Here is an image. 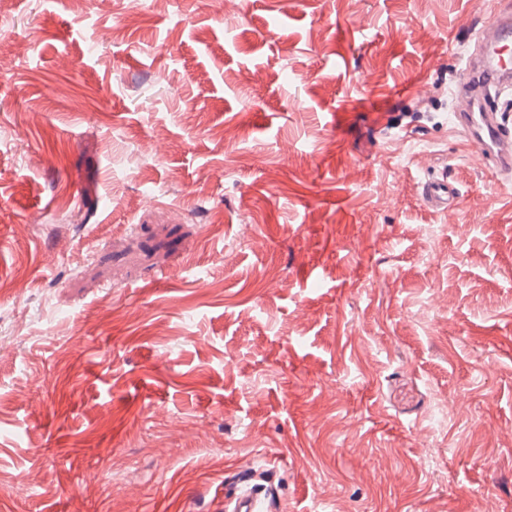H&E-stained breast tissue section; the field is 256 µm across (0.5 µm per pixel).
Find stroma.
<instances>
[{
	"label": "stroma",
	"mask_w": 512,
	"mask_h": 512,
	"mask_svg": "<svg viewBox=\"0 0 512 512\" xmlns=\"http://www.w3.org/2000/svg\"><path fill=\"white\" fill-rule=\"evenodd\" d=\"M141 4L0 0V512H224L245 456L283 512H512V182L438 94L484 4ZM463 197L459 183L448 177V172H442L421 184L419 201L426 208L442 212L448 217V223H455Z\"/></svg>",
	"instance_id": "1"
}]
</instances>
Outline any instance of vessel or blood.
Returning <instances> with one entry per match:
<instances>
[{
	"mask_svg": "<svg viewBox=\"0 0 512 512\" xmlns=\"http://www.w3.org/2000/svg\"><path fill=\"white\" fill-rule=\"evenodd\" d=\"M511 86L512 0H491L456 84L459 107L455 118L479 161L506 178L512 176V114L500 109L496 93ZM419 201L453 220L462 207L463 193L459 183L443 173L422 183ZM224 509L278 512L279 504L267 493L239 492L225 498Z\"/></svg>",
	"mask_w": 512,
	"mask_h": 512,
	"instance_id": "vessel-or-blood-1",
	"label": "vessel or blood"
}]
</instances>
